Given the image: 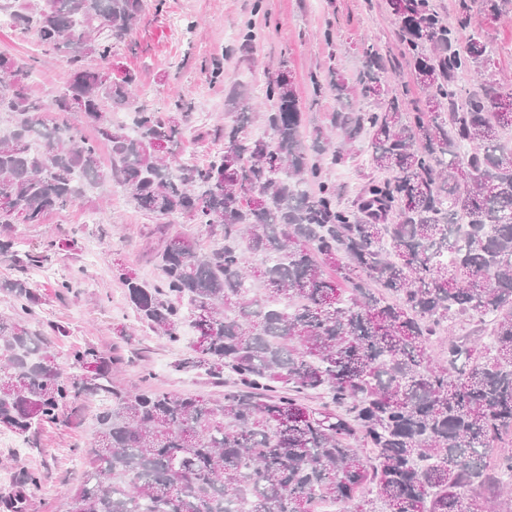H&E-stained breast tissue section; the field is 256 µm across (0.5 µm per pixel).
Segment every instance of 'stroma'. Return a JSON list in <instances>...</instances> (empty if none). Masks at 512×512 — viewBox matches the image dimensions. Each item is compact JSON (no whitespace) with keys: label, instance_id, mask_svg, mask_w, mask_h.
I'll return each mask as SVG.
<instances>
[{"label":"stroma","instance_id":"35a3bbf8","mask_svg":"<svg viewBox=\"0 0 512 512\" xmlns=\"http://www.w3.org/2000/svg\"><path fill=\"white\" fill-rule=\"evenodd\" d=\"M247 23L258 37L250 49L242 50L235 34ZM476 30L496 50L499 75L512 78V0H502L498 17ZM364 42L374 44L395 65L391 94L418 100L420 90L400 54L387 0H145L140 20L116 48L113 61L135 74L139 101L149 109L164 111L179 94L192 99L190 130L177 155H192L202 163L215 150L209 133L224 114L225 81L244 84L258 96L267 79L287 66L310 132L327 126L335 109L330 94H317L314 78H325L334 61L348 79H355ZM0 52L28 62L32 94L41 103H49L69 80L65 59L42 54L34 34L1 26ZM213 67L223 69V80L204 79V70ZM178 233L204 251L221 242L205 225L185 218L162 223L135 208L109 183L66 209L48 213L43 223L17 224L7 231V238L26 249L48 240L62 244L46 263L51 276L37 281L40 305L30 326L40 329L53 323L67 329V336L51 339L64 375L72 373L70 347L89 344L114 357L112 384L119 390L223 395L224 384L204 371L176 370L178 360L190 353L187 344H169L139 322L120 278L127 269L141 279L156 280V254ZM64 277L76 281L67 293L55 286ZM97 404V398L82 396L64 409L59 423L23 437L10 435L0 443V498L22 471L34 470L41 481L38 488L27 490L25 512H66V492L83 477V451Z\"/></svg>","mask_w":512,"mask_h":512}]
</instances>
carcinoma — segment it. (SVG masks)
<instances>
[{"mask_svg":"<svg viewBox=\"0 0 512 512\" xmlns=\"http://www.w3.org/2000/svg\"><path fill=\"white\" fill-rule=\"evenodd\" d=\"M143 6L0 3L71 71L41 104L26 63L0 52V196L11 199L0 226L41 224L83 194L77 180L98 187L108 176L138 208L220 233L224 245L208 252L174 236L157 280H122L139 320L170 344L193 327V356L176 369L230 384L221 400L119 391L112 359L90 345L71 348L79 374L67 379L26 323L39 305L29 279H10L0 295L22 318L0 319V427L25 435L84 394L100 398L67 512H311L316 499L339 512H462L465 502L489 512L512 474V83L485 76L495 49L477 34L457 46L430 0H388L422 101L389 95L391 64L363 46L355 82L334 63L314 81L334 93L336 146L322 128L302 135L305 105L283 64L259 114L230 84L220 150L189 164L176 148L193 102L150 111L133 74H112ZM464 71L482 76L466 95ZM114 112L131 113L137 133ZM71 117L95 137L70 131ZM256 121L267 136L251 134ZM364 132L372 169L388 176L342 205L322 161L346 163ZM56 247L6 239L0 255L27 271ZM462 318L478 340L432 358Z\"/></svg>","mask_w":512,"mask_h":512,"instance_id":"carcinoma-1","label":"carcinoma"}]
</instances>
